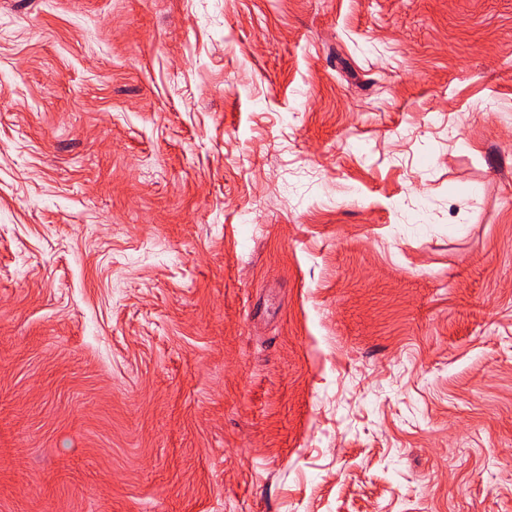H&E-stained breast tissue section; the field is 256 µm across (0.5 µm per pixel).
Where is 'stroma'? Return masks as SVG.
I'll use <instances>...</instances> for the list:
<instances>
[{"mask_svg":"<svg viewBox=\"0 0 512 512\" xmlns=\"http://www.w3.org/2000/svg\"><path fill=\"white\" fill-rule=\"evenodd\" d=\"M512 0H0V512H512Z\"/></svg>","mask_w":512,"mask_h":512,"instance_id":"obj_1","label":"stroma"}]
</instances>
